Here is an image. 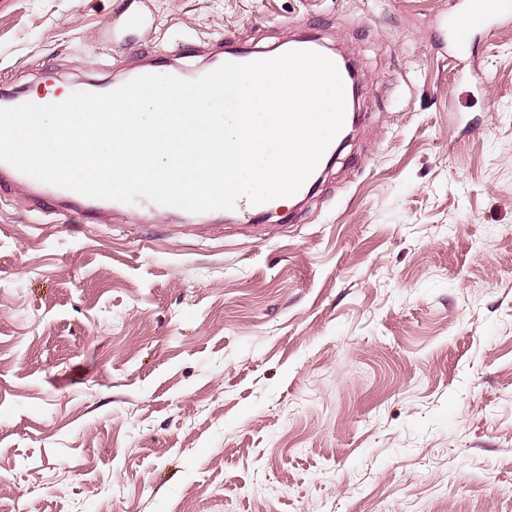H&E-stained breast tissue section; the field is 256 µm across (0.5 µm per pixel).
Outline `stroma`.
Returning a JSON list of instances; mask_svg holds the SVG:
<instances>
[{
    "label": "stroma",
    "instance_id": "1",
    "mask_svg": "<svg viewBox=\"0 0 512 512\" xmlns=\"http://www.w3.org/2000/svg\"><path fill=\"white\" fill-rule=\"evenodd\" d=\"M449 0H0V87L299 30L360 125L297 211L111 224L0 193V512H512V23ZM510 18L511 0L452 1L448 13L451 37L457 45H465L477 36L491 32ZM291 51H314L318 52L326 57H328L330 60H332L335 65L337 66L340 76L343 81L344 85V95H345V116H344V123L340 130V132L346 128L347 124L349 123L351 119L350 114V82L347 77V74L344 72V63L343 58L340 54L330 51L323 48L322 43L319 41L318 38L312 35H300L297 38H294L291 40V44L288 48L287 52ZM286 52V53H287ZM340 132L338 134H340Z\"/></svg>",
    "mask_w": 512,
    "mask_h": 512
}]
</instances>
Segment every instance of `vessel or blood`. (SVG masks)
<instances>
[{"label":"vessel or blood","mask_w":512,"mask_h":512,"mask_svg":"<svg viewBox=\"0 0 512 512\" xmlns=\"http://www.w3.org/2000/svg\"><path fill=\"white\" fill-rule=\"evenodd\" d=\"M512 18V0H453L448 13V23L454 43L464 45L477 36L491 32L502 21ZM264 51L230 48L211 54L208 67L216 69L226 62L251 63L267 59ZM60 90L42 84L36 88L24 89L0 95V105L13 107L26 102L37 105L61 102ZM12 190L28 187L34 194L30 198L33 207H41L44 198H52L59 215L78 216L93 224L111 223L114 215L127 212L128 204L94 199L74 191L40 182L0 162V188ZM270 208L269 203L252 204L239 200L232 215L237 223L252 224Z\"/></svg>","instance_id":"vessel-or-blood-1"}]
</instances>
